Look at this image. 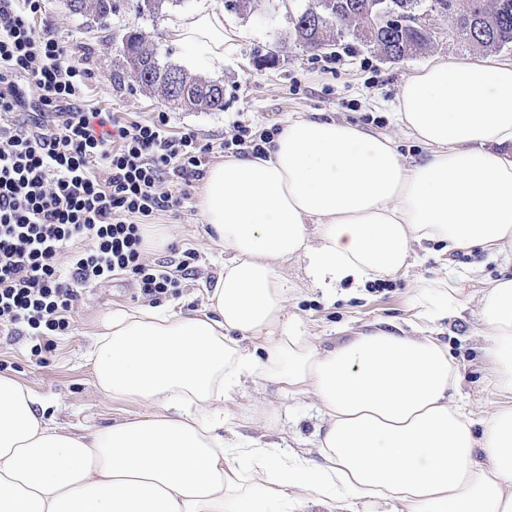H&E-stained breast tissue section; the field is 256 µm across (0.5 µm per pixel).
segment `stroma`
Returning <instances> with one entry per match:
<instances>
[{
  "instance_id": "obj_1",
  "label": "stroma",
  "mask_w": 512,
  "mask_h": 512,
  "mask_svg": "<svg viewBox=\"0 0 512 512\" xmlns=\"http://www.w3.org/2000/svg\"><path fill=\"white\" fill-rule=\"evenodd\" d=\"M200 3L164 0L159 10L141 13L137 0H116V9L102 19L92 12H72L67 0H45L35 23L70 41L76 59L94 72L85 93L89 107L116 112L129 120L167 112L172 130L193 127L203 141L213 145L208 157L212 164L223 160L219 145L233 124L280 126L297 112L325 121L351 122L369 133L392 137L405 159L418 158L422 146L392 117L403 77L433 59L471 54L469 47L444 33L433 37L428 50L400 63L384 60L349 33L328 49L314 52L296 42L290 23L307 0H249L247 6L238 8L228 6L226 0H213L214 6L223 10L225 24L241 33L234 49L225 54L223 69L214 71L193 61L185 48L167 37L169 26L198 9ZM132 29L145 37L160 62L220 81L223 110H164L157 95L139 86L123 67L120 50ZM156 221L167 228L172 245L198 254L195 275L182 280L178 292L163 298L160 305L185 313L200 309L204 288L212 283L223 261L206 236L202 214L188 208L175 215L161 213ZM421 257L419 264L389 279L385 289L344 287L332 297L321 289L301 286V270L290 267L288 276L299 288L290 294L288 308L308 322L318 346L324 349L344 345L355 333L377 323L384 327L406 325L412 317L415 281L440 266L438 245L428 244ZM137 305L132 279L119 275L84 291L73 315L72 331L55 337L51 351L43 356L32 354L31 340L21 330L0 332V374L15 378L44 399L47 418L71 431L89 433L117 421L136 419L143 412L140 405L109 398L95 386L89 349L91 335L106 313ZM475 324V311L469 308L442 320L436 337L459 367L463 399L482 415L491 412L498 399L485 389L484 342L475 335ZM253 403L279 410L284 435L312 443L320 423L312 397L289 396L277 386L261 382L247 384L228 401L230 408L241 413Z\"/></svg>"
}]
</instances>
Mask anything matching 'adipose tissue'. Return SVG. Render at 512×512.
Wrapping results in <instances>:
<instances>
[{
  "label": "adipose tissue",
  "mask_w": 512,
  "mask_h": 512,
  "mask_svg": "<svg viewBox=\"0 0 512 512\" xmlns=\"http://www.w3.org/2000/svg\"><path fill=\"white\" fill-rule=\"evenodd\" d=\"M236 37L210 6L170 30L215 70ZM393 117L425 156L292 116L266 156L207 169L198 206L224 263L203 307L119 309L93 334L96 387L139 418L77 434L0 375V512H512V275L477 298L494 411L476 420L455 401L460 373L432 335L471 280L449 253L512 264V60L426 64ZM426 242L442 261L415 285L413 334L373 328L323 350L289 313L286 264L332 293L406 271ZM260 380L315 398L321 464L241 433L224 402Z\"/></svg>",
  "instance_id": "adipose-tissue-1"
}]
</instances>
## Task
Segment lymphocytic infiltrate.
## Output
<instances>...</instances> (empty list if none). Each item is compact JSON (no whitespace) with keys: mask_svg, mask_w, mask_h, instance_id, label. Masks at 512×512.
Listing matches in <instances>:
<instances>
[{"mask_svg":"<svg viewBox=\"0 0 512 512\" xmlns=\"http://www.w3.org/2000/svg\"><path fill=\"white\" fill-rule=\"evenodd\" d=\"M43 0H0V327H25L35 354L68 334L86 288L132 277L151 303L191 276L197 254L147 262L143 227L191 207L215 146L168 115L129 121L87 109L91 72L36 27ZM278 126L236 124L218 148L261 155Z\"/></svg>","mask_w":512,"mask_h":512,"instance_id":"f902f5d3","label":"lymphocytic infiltrate"}]
</instances>
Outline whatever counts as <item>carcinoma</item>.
Returning <instances> with one entry per match:
<instances>
[{
    "mask_svg": "<svg viewBox=\"0 0 512 512\" xmlns=\"http://www.w3.org/2000/svg\"><path fill=\"white\" fill-rule=\"evenodd\" d=\"M383 0H309L291 18L295 41L314 51L353 32L385 59L399 62L425 50L432 37L420 28L377 25L372 17ZM443 19L450 20L448 37L483 52L512 48V0H436ZM75 12L92 11L100 17L112 14V0H69ZM124 66L135 80L160 94L170 108L195 111L224 110V86L159 62L137 31H130L121 49Z\"/></svg>",
    "mask_w": 512,
    "mask_h": 512,
    "instance_id": "obj_1",
    "label": "carcinoma"
}]
</instances>
